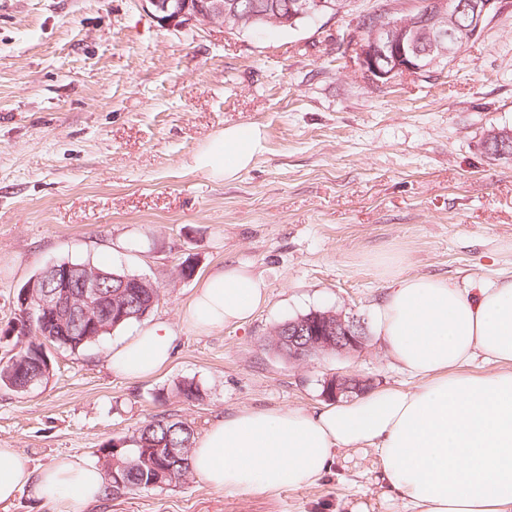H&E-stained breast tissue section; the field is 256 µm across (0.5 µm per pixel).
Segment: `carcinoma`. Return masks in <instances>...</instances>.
<instances>
[{"label": "carcinoma", "mask_w": 512, "mask_h": 512, "mask_svg": "<svg viewBox=\"0 0 512 512\" xmlns=\"http://www.w3.org/2000/svg\"><path fill=\"white\" fill-rule=\"evenodd\" d=\"M144 301L130 309V317L121 325L139 321L150 314L149 302L153 297H160L159 288H142ZM21 330L16 336V344L20 348L14 356L26 361L27 369L23 375L12 373L9 365L0 367V386H4L18 394L38 387L30 383L46 366L47 361L38 352L45 344L62 348L75 354L88 345L103 340L112 331V323L101 326L94 336H86L82 331V322H72L73 336L69 340L56 341L43 333L39 325L38 313L28 319L20 320ZM177 396L187 401L200 399L199 386L192 380H182L175 384ZM195 439V431L188 423L169 416L155 415L136 430L132 444L127 447L117 445L99 449L102 467L105 470L109 493L118 498L140 489L177 486L191 473L190 454Z\"/></svg>", "instance_id": "obj_1"}]
</instances>
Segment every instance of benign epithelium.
<instances>
[{
  "label": "benign epithelium",
  "mask_w": 512,
  "mask_h": 512,
  "mask_svg": "<svg viewBox=\"0 0 512 512\" xmlns=\"http://www.w3.org/2000/svg\"><path fill=\"white\" fill-rule=\"evenodd\" d=\"M151 17L162 25L172 23L206 26L224 23L227 15H237L236 0H142ZM442 17L464 14L469 24L453 30H431L421 39L417 20L391 17L372 26L356 48L359 67L365 77L385 85L408 74L427 77L436 63L453 59L460 48L480 31L493 0H432ZM325 0H286L275 9L272 21L286 27L302 18L327 15ZM109 275L90 268L51 265L46 273L29 281L19 295L24 313L34 301L41 325L47 331L65 335L69 320L81 319L86 335L91 336L103 321H121L125 304L104 291ZM277 335L288 343V361L301 362L322 355H351L365 349L368 336L363 323L335 311L315 313L281 326ZM369 381L338 372L325 379L323 396L328 401L361 394Z\"/></svg>",
  "instance_id": "obj_1"
}]
</instances>
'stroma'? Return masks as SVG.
I'll return each mask as SVG.
<instances>
[{"instance_id": "1", "label": "stroma", "mask_w": 512, "mask_h": 512, "mask_svg": "<svg viewBox=\"0 0 512 512\" xmlns=\"http://www.w3.org/2000/svg\"><path fill=\"white\" fill-rule=\"evenodd\" d=\"M417 0H355L294 30L160 26L140 0H0V359L20 288L63 261L119 268L160 289L143 323L74 354L25 394L0 387V447L42 469L168 415L203 431L242 408L315 410L336 372L410 385L376 337L355 355L292 363L265 340L280 322L334 310L371 325L390 277L436 274L464 288L512 276V161L484 145L512 129V0L430 78L373 84L352 45L364 15ZM254 123L266 148L238 178L195 169L224 127ZM260 274L268 301L207 334L180 311L212 271ZM177 338L153 377L113 372L111 347L141 324ZM196 382L200 400L174 392ZM371 450L342 452L317 484L226 492L197 476L104 497L84 512H400L374 482Z\"/></svg>"}]
</instances>
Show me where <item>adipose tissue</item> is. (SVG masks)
<instances>
[{
	"instance_id": "ef3b65f1",
	"label": "adipose tissue",
	"mask_w": 512,
	"mask_h": 512,
	"mask_svg": "<svg viewBox=\"0 0 512 512\" xmlns=\"http://www.w3.org/2000/svg\"><path fill=\"white\" fill-rule=\"evenodd\" d=\"M264 149L259 126H228L194 166L230 181ZM266 300L264 280L230 263L204 280L180 321L207 333L244 322ZM374 330L412 386L314 411L224 415L197 435L193 473L216 490L274 494L316 484L340 451L368 448L401 512H512V277L469 289L434 275L399 277L375 309ZM175 338L166 324L148 325L112 347L108 361L150 377L169 362ZM479 357L493 372L470 371ZM26 489L59 512H83L106 495L107 480L101 465L80 458L36 470L17 449L0 448V505Z\"/></svg>"
}]
</instances>
